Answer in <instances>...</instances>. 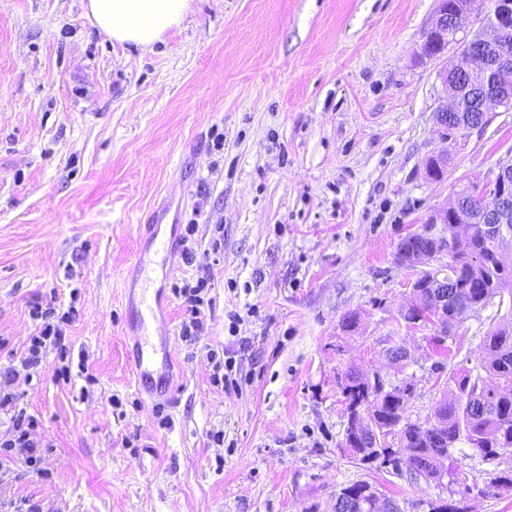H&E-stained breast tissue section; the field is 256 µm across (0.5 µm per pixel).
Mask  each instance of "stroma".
<instances>
[{
	"label": "stroma",
	"instance_id": "obj_1",
	"mask_svg": "<svg viewBox=\"0 0 512 512\" xmlns=\"http://www.w3.org/2000/svg\"><path fill=\"white\" fill-rule=\"evenodd\" d=\"M86 0H0V391L37 427L41 471L0 469V500L37 512H333L366 482L401 512H428L435 484L355 464L342 446L349 367L411 381L424 420L458 369L479 366L504 311L455 328L437 361L434 328L400 314L419 268L399 240L512 154V112L460 140L443 182L441 63L420 59L436 0H194L154 50L106 41ZM161 208L181 242L150 253L161 290L148 326L166 341L161 392L135 385L129 294ZM193 236H186L188 222ZM207 277L204 325L184 340L173 283ZM74 309L62 348L20 366L35 305ZM357 313L354 328L342 326ZM410 359L388 363L389 337ZM231 361L237 388L213 382ZM70 381L57 380L61 365ZM222 442H215V435ZM469 512H512L490 493L512 455L458 444Z\"/></svg>",
	"mask_w": 512,
	"mask_h": 512
}]
</instances>
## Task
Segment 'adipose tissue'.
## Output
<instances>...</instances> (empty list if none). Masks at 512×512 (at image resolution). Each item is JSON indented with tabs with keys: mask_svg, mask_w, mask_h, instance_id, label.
Returning <instances> with one entry per match:
<instances>
[{
	"mask_svg": "<svg viewBox=\"0 0 512 512\" xmlns=\"http://www.w3.org/2000/svg\"><path fill=\"white\" fill-rule=\"evenodd\" d=\"M193 0H88L87 16L110 41L152 50L191 13Z\"/></svg>",
	"mask_w": 512,
	"mask_h": 512,
	"instance_id": "obj_1",
	"label": "adipose tissue"
}]
</instances>
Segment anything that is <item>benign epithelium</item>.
<instances>
[{"mask_svg": "<svg viewBox=\"0 0 512 512\" xmlns=\"http://www.w3.org/2000/svg\"><path fill=\"white\" fill-rule=\"evenodd\" d=\"M455 47L457 61L451 69L438 71L441 85L450 91L448 104L434 113L437 133L447 144V150L430 156L426 161V177L433 181L445 178L443 171L448 153L461 140V135L482 133L489 126L488 114L494 107L512 111V0H491V10L478 16L474 0H438V7L429 26L423 32L421 57L438 60L448 47ZM479 63L478 87L482 119L473 122L467 117V101L463 99L459 79L472 72L473 63ZM483 197L478 223L483 225L493 242L512 237V158L501 159L496 170L484 185L473 191ZM461 194L453 201L434 211L421 234L435 238L439 243L419 257L424 261L441 252L452 254L457 241L433 232L441 224H471L472 210L460 206ZM373 410L356 406L348 411L353 432L345 438L347 448H389V438H381L372 425Z\"/></svg>", "mask_w": 512, "mask_h": 512, "instance_id": "1", "label": "benign epithelium"}]
</instances>
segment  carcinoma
<instances>
[{
    "label": "carcinoma",
    "mask_w": 512,
    "mask_h": 512,
    "mask_svg": "<svg viewBox=\"0 0 512 512\" xmlns=\"http://www.w3.org/2000/svg\"><path fill=\"white\" fill-rule=\"evenodd\" d=\"M468 234L458 241L455 255L448 262V300L442 322L448 325V336H433L432 351L439 357L448 355L447 338L454 327L468 316L484 309L494 297L507 292L512 295V262L504 265L494 257L497 246L485 237L483 225H466ZM438 288H423L409 302L407 318L428 320L429 307ZM455 390L425 421H412L400 405L402 395L394 388L379 394L362 381L359 368L344 374L342 393L346 408L366 402L373 408V423L391 426L397 438L395 456L367 454L357 464L388 467L399 478H409L410 469L401 464L418 465V473L433 481L447 475L468 494L471 487L458 481L455 473H442V458L460 442L470 443L480 437L472 449L490 461L512 454V322L498 325L487 336L480 371L460 369L451 377ZM366 482L340 488L336 496L345 499L341 512H373L362 509Z\"/></svg>",
    "instance_id": "cac0c4a2"
}]
</instances>
